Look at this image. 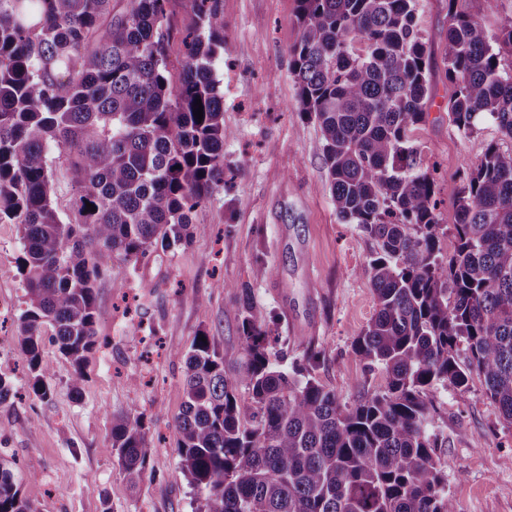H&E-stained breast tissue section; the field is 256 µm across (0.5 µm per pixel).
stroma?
<instances>
[{
  "label": "stroma",
  "instance_id": "obj_1",
  "mask_svg": "<svg viewBox=\"0 0 512 512\" xmlns=\"http://www.w3.org/2000/svg\"><path fill=\"white\" fill-rule=\"evenodd\" d=\"M221 8L224 56L215 69L224 80V166L234 178L196 211L188 241L154 252L124 278L98 279L99 343L80 390L71 387L70 361L46 341L53 397L43 402L29 391L16 339L25 307L20 232L0 224V378L14 389L0 402V458L36 512H194L176 452L186 355L205 333L226 362L240 357L242 295L278 336L288 374L314 377L346 406L385 385L383 372L350 348L375 312L366 271L372 242L338 219L319 128L297 107L289 56L300 34L297 0H221ZM417 25L432 70L413 136L439 166V211L451 225L456 171L477 164L499 134L487 126L464 136L448 116L447 0H419ZM260 266L266 274L258 278ZM429 397L441 440L435 455L458 512H512V426L480 379L466 392L440 387ZM126 412L143 414L148 428L149 458L135 489L112 455V418Z\"/></svg>",
  "mask_w": 512,
  "mask_h": 512
}]
</instances>
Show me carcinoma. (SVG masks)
<instances>
[{
    "mask_svg": "<svg viewBox=\"0 0 512 512\" xmlns=\"http://www.w3.org/2000/svg\"><path fill=\"white\" fill-rule=\"evenodd\" d=\"M111 2L0 0V224L21 233L17 342L42 401L53 395L46 331L74 368L73 388L85 379L99 258L112 256L118 277L182 243L194 211L224 188L220 0H184L174 59L170 0H126L105 26ZM297 3V104L319 127L338 218L373 242L376 312L351 350L386 385L343 407L315 379L288 376L246 296L232 373L211 339L195 337L188 351L176 417L182 473L195 512H458L434 456L428 392H464L475 374L512 426V149L492 142L457 173L456 221L440 224L437 169L413 138L431 59L417 0ZM455 3L442 55L456 85L452 122L466 136L490 122L512 141V68L499 61L512 54V16L491 33ZM55 153L71 193L64 219ZM112 450L137 486L149 455L143 416L112 418ZM0 512H35L5 460Z\"/></svg>",
    "mask_w": 512,
    "mask_h": 512,
    "instance_id": "obj_1",
    "label": "carcinoma"
}]
</instances>
